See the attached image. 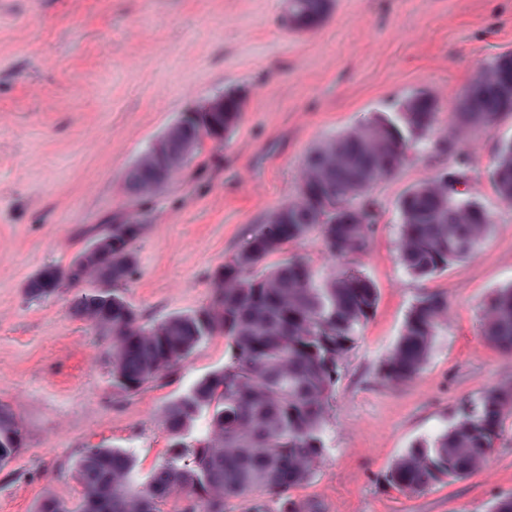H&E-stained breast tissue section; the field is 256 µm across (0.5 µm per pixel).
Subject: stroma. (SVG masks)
Returning <instances> with one entry per match:
<instances>
[{
	"label": "stroma",
	"mask_w": 512,
	"mask_h": 512,
	"mask_svg": "<svg viewBox=\"0 0 512 512\" xmlns=\"http://www.w3.org/2000/svg\"><path fill=\"white\" fill-rule=\"evenodd\" d=\"M512 53V0H331L306 32L285 0H0V405L24 444L0 469V512H34L45 496L77 503L83 448L115 445L147 477L167 455L162 409L221 368L218 334L134 393L112 385L109 341L71 311L73 289L32 299L46 266H67L106 222L136 224L137 274L123 288L141 322L209 306L214 270L293 200L308 152L327 136L425 91L441 105L438 133L372 194L378 222L366 251L339 260L320 235L288 256L315 270L347 266L376 284L377 307L340 362L326 450L293 498L321 512H489L512 496V417L483 468L411 494L389 480L416 442L450 428L462 402L512 385V356L483 335V303L512 284V203L489 177L512 116L457 133V94ZM244 95L238 124L204 139L190 163L148 199L127 171L146 145L214 95ZM469 160L466 191L492 216L478 251L427 279L397 254L398 200ZM448 299L425 369L391 384L378 366L423 295Z\"/></svg>",
	"instance_id": "35a3bbf8"
}]
</instances>
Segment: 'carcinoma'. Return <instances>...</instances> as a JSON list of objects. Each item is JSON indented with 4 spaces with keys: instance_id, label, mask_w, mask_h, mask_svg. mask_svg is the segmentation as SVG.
<instances>
[{
    "instance_id": "cac0c4a2",
    "label": "carcinoma",
    "mask_w": 512,
    "mask_h": 512,
    "mask_svg": "<svg viewBox=\"0 0 512 512\" xmlns=\"http://www.w3.org/2000/svg\"><path fill=\"white\" fill-rule=\"evenodd\" d=\"M329 0H288L295 29L306 31L327 16ZM243 96L224 93V111L183 117L148 146L128 170L126 192L144 198L168 182L209 136L207 125L238 122ZM438 104L428 93L408 96L397 111L324 139L306 156L295 199L275 210L269 226L214 273L212 304L142 324L121 288L136 273L130 244L138 224H105L65 268L47 266L25 293L48 298L67 284L77 289L71 310L111 339L112 382L125 392L140 389L180 365L209 337L230 340L224 367L200 378L162 410L170 446L167 457L141 481L132 454L90 446L74 463L82 487L77 506L47 496L35 512H160L174 494L184 512H224V501L246 498L247 512H317L288 495L306 481L326 448L325 429L340 361L378 303L372 279L352 268L319 274L298 258L271 268L264 261L286 246L320 233L338 258L362 254L377 224L370 196L433 136ZM459 132L491 128L512 115V54L494 59L458 95ZM458 170L407 189L398 202L397 244L402 267L429 278L472 255L488 236L491 214L456 189ZM498 196L512 202V139L501 142L491 168ZM484 338L512 353V285L483 304ZM448 301L423 295L408 311L401 335L379 369L388 383L416 377L444 328ZM512 413V386H492L459 408V419L397 459L389 480L422 492L443 479L463 478L484 465ZM206 427L186 442L194 423ZM23 444L22 428L0 406V469Z\"/></svg>"
}]
</instances>
